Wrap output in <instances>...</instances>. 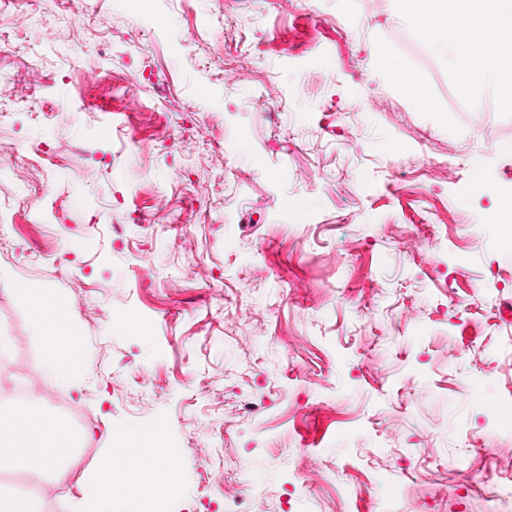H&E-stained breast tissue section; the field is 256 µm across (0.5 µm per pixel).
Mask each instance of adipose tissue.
<instances>
[{"instance_id":"obj_1","label":"adipose tissue","mask_w":512,"mask_h":512,"mask_svg":"<svg viewBox=\"0 0 512 512\" xmlns=\"http://www.w3.org/2000/svg\"><path fill=\"white\" fill-rule=\"evenodd\" d=\"M398 13L415 37L436 50L455 47L454 65L459 90L469 96L486 80H493L503 105L512 108V0H395ZM12 294L29 314L33 337L45 347V372L57 382L83 378L87 364L80 336L62 332L68 310L62 297L30 281L13 283ZM73 433L65 418L50 417L40 404L0 402V469H21L31 478L51 477L53 484L68 481L67 458ZM140 460L151 465L150 481H142L139 467L114 466L113 451L99 458L85 484L80 512H104L113 500L126 501L139 512L146 500H158L176 489L172 455L151 429L141 436Z\"/></svg>"}]
</instances>
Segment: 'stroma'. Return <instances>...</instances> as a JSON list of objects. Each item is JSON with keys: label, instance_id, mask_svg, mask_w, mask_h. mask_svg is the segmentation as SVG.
<instances>
[{"label": "stroma", "instance_id": "1", "mask_svg": "<svg viewBox=\"0 0 512 512\" xmlns=\"http://www.w3.org/2000/svg\"><path fill=\"white\" fill-rule=\"evenodd\" d=\"M80 10L0 0V365L44 372L7 287L59 293L88 367L60 386L84 415L72 458L160 424L163 512H223L249 476L253 512H512L470 487L512 475V225L484 221L512 187V109L460 96L394 0ZM397 86L419 110L430 112L435 103L426 85L408 74L394 73ZM264 492V485L259 482L240 480L235 490H224V511L245 512L242 509L243 500L260 498Z\"/></svg>", "mask_w": 512, "mask_h": 512}]
</instances>
